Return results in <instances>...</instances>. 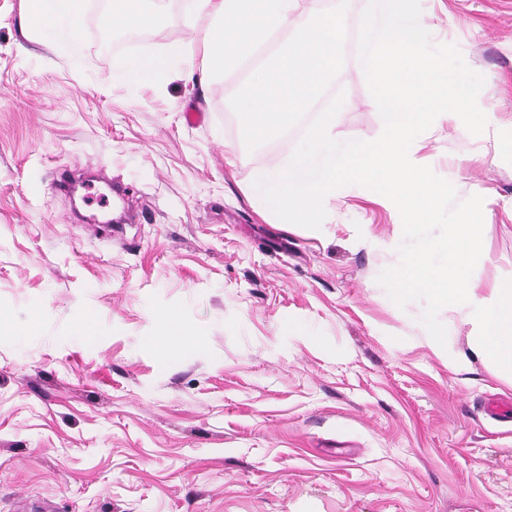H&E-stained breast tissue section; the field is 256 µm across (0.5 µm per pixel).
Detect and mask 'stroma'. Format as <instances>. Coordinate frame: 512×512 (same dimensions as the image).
Here are the masks:
<instances>
[{
	"mask_svg": "<svg viewBox=\"0 0 512 512\" xmlns=\"http://www.w3.org/2000/svg\"><path fill=\"white\" fill-rule=\"evenodd\" d=\"M187 0H151L157 25L103 48L109 0H84L77 43L28 31L0 0V512H512V383L472 358L476 331L444 308L446 347L419 302L378 283L398 265L386 197L340 188L321 229L261 216L254 169L305 134L248 150L231 75L111 81L123 56L185 45ZM433 43L484 78L490 114L421 134L414 162L458 199L483 196L482 295L512 279V0H423ZM334 81L340 138L383 126L354 48ZM96 170L137 212L122 236L79 223L62 176ZM174 318L197 348L147 345ZM89 320L93 336L77 334Z\"/></svg>",
	"mask_w": 512,
	"mask_h": 512,
	"instance_id": "obj_1",
	"label": "stroma"
}]
</instances>
